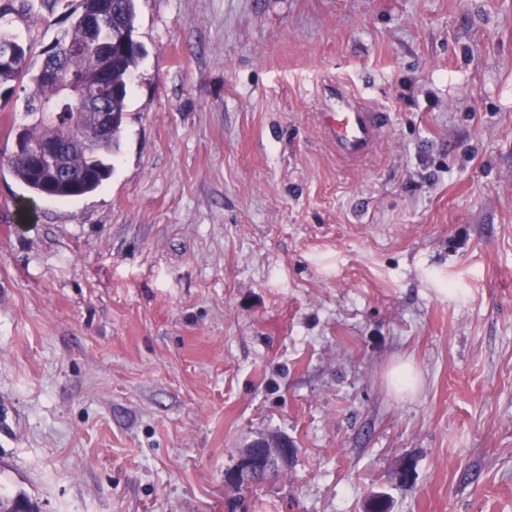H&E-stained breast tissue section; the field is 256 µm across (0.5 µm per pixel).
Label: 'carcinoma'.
<instances>
[{
	"instance_id": "carcinoma-1",
	"label": "carcinoma",
	"mask_w": 512,
	"mask_h": 512,
	"mask_svg": "<svg viewBox=\"0 0 512 512\" xmlns=\"http://www.w3.org/2000/svg\"><path fill=\"white\" fill-rule=\"evenodd\" d=\"M137 0H112V11L104 8L105 0H79L70 14L71 22L65 34L57 39L44 54L48 59L35 68L28 60L29 47L16 39L7 43L11 51L9 61L0 60V92L15 91L16 84L27 81L29 92L25 97L24 114L28 123L25 135L31 142L52 139L56 128L38 119L40 105L50 102L61 116L69 112L68 105L59 96V79L85 86L106 83L105 109L110 112L112 136L96 148L82 147L66 152L70 176L47 188L35 172L31 158L24 149L15 150L9 160L15 178L33 195L44 197L51 190L52 199H73L96 191L110 178L113 157L120 149L121 133L126 118L130 80L144 52L135 40ZM100 20V38L114 39L112 59L100 70H95L92 57L99 51L89 41L86 21Z\"/></svg>"
}]
</instances>
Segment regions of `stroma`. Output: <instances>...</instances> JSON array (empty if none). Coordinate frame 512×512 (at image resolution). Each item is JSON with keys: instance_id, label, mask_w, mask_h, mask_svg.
Returning <instances> with one entry per match:
<instances>
[{"instance_id": "stroma-1", "label": "stroma", "mask_w": 512, "mask_h": 512, "mask_svg": "<svg viewBox=\"0 0 512 512\" xmlns=\"http://www.w3.org/2000/svg\"><path fill=\"white\" fill-rule=\"evenodd\" d=\"M77 2L12 16L32 64ZM135 37L94 193L14 178L0 98V495L225 512L285 435L246 512H512V0H137ZM339 89L387 116L356 163Z\"/></svg>"}]
</instances>
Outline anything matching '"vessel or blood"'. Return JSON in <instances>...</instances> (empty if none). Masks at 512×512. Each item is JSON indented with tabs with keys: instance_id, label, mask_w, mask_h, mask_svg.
<instances>
[{
	"instance_id": "obj_1",
	"label": "vessel or blood",
	"mask_w": 512,
	"mask_h": 512,
	"mask_svg": "<svg viewBox=\"0 0 512 512\" xmlns=\"http://www.w3.org/2000/svg\"><path fill=\"white\" fill-rule=\"evenodd\" d=\"M321 122L338 152L354 160L374 147L386 122V116L381 112L370 111L365 105L340 91L326 112L322 113Z\"/></svg>"
}]
</instances>
